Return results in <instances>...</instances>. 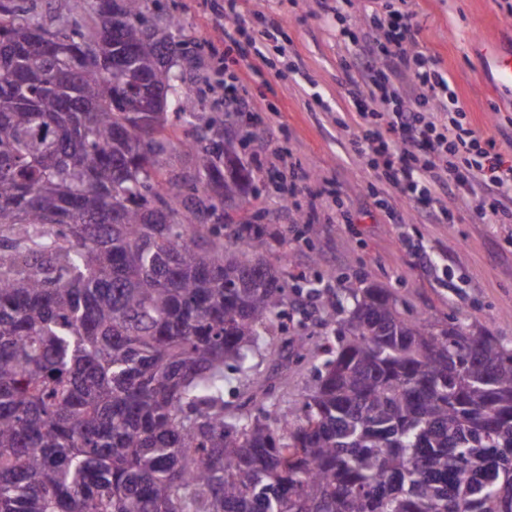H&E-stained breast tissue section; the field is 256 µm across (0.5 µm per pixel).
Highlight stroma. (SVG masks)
<instances>
[{
	"label": "stroma",
	"mask_w": 512,
	"mask_h": 512,
	"mask_svg": "<svg viewBox=\"0 0 512 512\" xmlns=\"http://www.w3.org/2000/svg\"><path fill=\"white\" fill-rule=\"evenodd\" d=\"M177 16L193 51L180 83L196 104L192 124L218 122L239 131L243 115L224 109V78L238 76L262 119L238 154L255 176L257 192L234 209L237 223L266 235V259L283 260L289 288L321 276L325 288L361 280L391 289L417 316L459 321L512 343V222L483 224L478 196H441L452 218L410 204L378 182L350 145L352 130L336 116L354 111L346 90L353 76L336 20L317 0H242L256 29L279 23L254 50L246 39L224 40V0H160ZM413 23L422 50L436 55L474 128L500 146L512 141V95L491 85L482 47L512 41V0H414ZM308 174L297 182L293 165ZM294 183L281 206L275 184ZM383 197L401 211L391 223L375 204ZM314 214L319 234L306 240L300 215Z\"/></svg>",
	"instance_id": "35a3bbf8"
}]
</instances>
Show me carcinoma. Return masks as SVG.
<instances>
[{"instance_id":"1","label":"carcinoma","mask_w":512,"mask_h":512,"mask_svg":"<svg viewBox=\"0 0 512 512\" xmlns=\"http://www.w3.org/2000/svg\"><path fill=\"white\" fill-rule=\"evenodd\" d=\"M153 0H0V512H512V345L312 288L326 342L300 410L269 398L284 270L224 202V126L173 140L190 41ZM190 174L167 173L177 151ZM267 400H224L227 373Z\"/></svg>"}]
</instances>
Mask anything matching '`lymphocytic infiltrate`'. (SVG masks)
<instances>
[{"mask_svg":"<svg viewBox=\"0 0 512 512\" xmlns=\"http://www.w3.org/2000/svg\"><path fill=\"white\" fill-rule=\"evenodd\" d=\"M410 9L372 11L375 36L354 42L351 64L362 72L347 96L357 108L352 148L378 181L415 205L479 183L512 196V164L495 139L472 126L438 62L421 50ZM406 75L416 96L405 102L392 74Z\"/></svg>","mask_w":512,"mask_h":512,"instance_id":"f902f5d3","label":"lymphocytic infiltrate"}]
</instances>
